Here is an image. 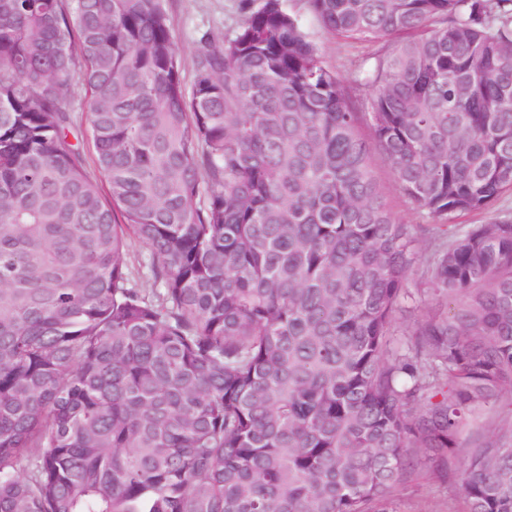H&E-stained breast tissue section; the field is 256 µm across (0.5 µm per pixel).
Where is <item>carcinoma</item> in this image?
I'll return each mask as SVG.
<instances>
[{"label":"carcinoma","instance_id":"obj_1","mask_svg":"<svg viewBox=\"0 0 512 512\" xmlns=\"http://www.w3.org/2000/svg\"><path fill=\"white\" fill-rule=\"evenodd\" d=\"M308 2L436 223L282 0L189 88L163 0H0V512H512V0ZM87 100L88 94L86 93L83 85L74 80L67 93L66 107L70 112L77 117L78 124L81 125V129L84 131L83 150L86 159V168L89 175L96 179L103 186L105 185L95 163L94 146L91 140V134L87 122ZM360 131L369 141L372 152L373 168L380 183L386 202L398 220L404 224H432L433 219L425 211L414 205L404 194L392 170L372 140L370 121H362ZM506 213L512 214V194H506L494 202L487 210L460 214L454 218L455 224H491ZM400 512H456L462 503L448 483L418 467L413 479L397 491Z\"/></svg>","mask_w":512,"mask_h":512}]
</instances>
